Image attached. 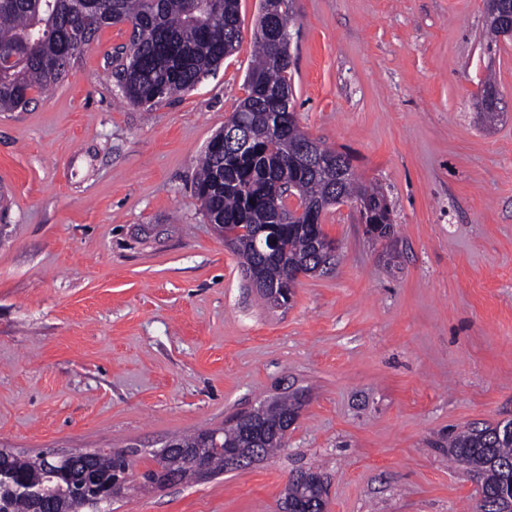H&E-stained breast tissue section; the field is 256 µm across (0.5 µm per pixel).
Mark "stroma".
<instances>
[{
  "label": "stroma",
  "mask_w": 512,
  "mask_h": 512,
  "mask_svg": "<svg viewBox=\"0 0 512 512\" xmlns=\"http://www.w3.org/2000/svg\"><path fill=\"white\" fill-rule=\"evenodd\" d=\"M299 127L382 187L390 238L355 204L323 230L335 264L288 307L248 290L193 193L246 96L259 0L214 74L152 107L123 96L102 28L58 85L0 112V445L20 455L136 446L302 396L277 457L144 492L112 512H278L320 471L326 512H475L449 434L512 421V37L484 0H293ZM494 82L498 111L481 95Z\"/></svg>",
  "instance_id": "obj_1"
}]
</instances>
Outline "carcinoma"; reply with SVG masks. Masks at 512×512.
<instances>
[{
	"label": "carcinoma",
	"instance_id": "obj_1",
	"mask_svg": "<svg viewBox=\"0 0 512 512\" xmlns=\"http://www.w3.org/2000/svg\"><path fill=\"white\" fill-rule=\"evenodd\" d=\"M90 11L79 0H0V112L29 105V93L57 84L68 75L75 59L93 35L105 26L129 23L130 42L111 57L112 71L125 98L133 105L153 106L192 89L218 68L240 43L239 0H91ZM255 33L258 61L246 78L247 95L231 120L250 125L254 143L250 154H236L229 146L208 145L194 186L206 217L212 224H228L236 232L235 253L245 277L263 263L252 246L263 238L268 224L283 220V248L277 261L265 264V277L273 280L287 266L302 265L313 272L327 271L332 253L317 252L314 242L324 235L322 226L305 224L313 211L344 202L362 203L365 220L375 225L373 238L391 236L392 224L383 215L384 192L365 190L355 176L352 157L313 141L314 152L335 159L321 165L305 158L302 149L309 136L293 122L277 137L269 135L257 117L278 115L292 106L288 81L291 55L288 42L275 34L288 32L292 0H260ZM295 181L299 203L289 208L284 200L288 183ZM302 406L298 393H283L252 410L259 427L274 435L255 437L264 457L285 447L288 428ZM248 426L238 419L221 428L197 429L177 437L172 459L180 479L197 477V467L209 474L226 471L224 453L249 443ZM448 453L466 466L481 483L482 498L476 512H512V421L461 431L448 442ZM126 468L121 451H98L84 461L69 463L49 453L14 456L9 475L0 478V499H8V512H31L32 495L38 494L56 512H102L90 506L96 482L78 485L83 474L102 478ZM305 482L288 485V504L312 500L325 506L321 475L307 470Z\"/></svg>",
	"mask_w": 512,
	"mask_h": 512
}]
</instances>
